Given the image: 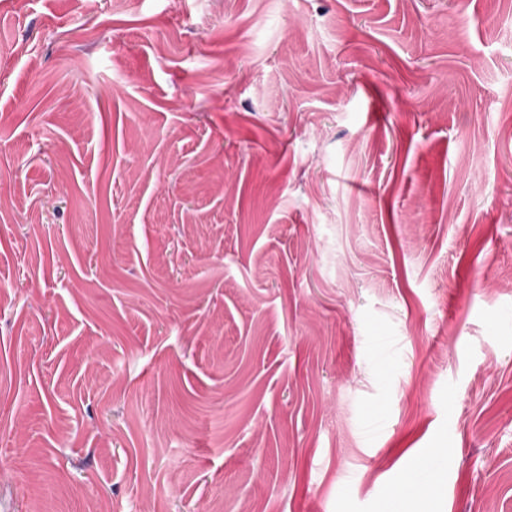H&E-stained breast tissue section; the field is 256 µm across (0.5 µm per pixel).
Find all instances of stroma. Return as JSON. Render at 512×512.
<instances>
[{
  "label": "stroma",
  "instance_id": "stroma-1",
  "mask_svg": "<svg viewBox=\"0 0 512 512\" xmlns=\"http://www.w3.org/2000/svg\"><path fill=\"white\" fill-rule=\"evenodd\" d=\"M511 16L0 0V512H512Z\"/></svg>",
  "mask_w": 512,
  "mask_h": 512
}]
</instances>
